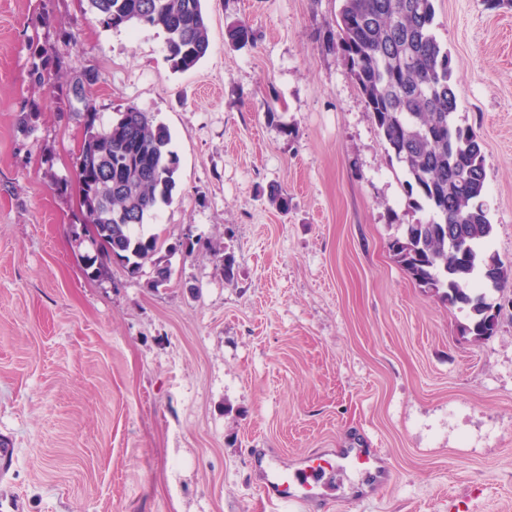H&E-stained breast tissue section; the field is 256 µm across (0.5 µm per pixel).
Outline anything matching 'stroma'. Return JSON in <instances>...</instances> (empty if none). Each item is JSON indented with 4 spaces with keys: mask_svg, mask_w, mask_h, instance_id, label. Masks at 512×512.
<instances>
[{
    "mask_svg": "<svg viewBox=\"0 0 512 512\" xmlns=\"http://www.w3.org/2000/svg\"><path fill=\"white\" fill-rule=\"evenodd\" d=\"M457 112L483 144L486 251L512 269V8L434 0ZM209 52L173 71L162 29H108L88 0H0V499L19 512H287L255 485L294 461L379 449L389 474L328 512H512V281L495 335L419 287L390 242L407 205L329 46L339 0H203ZM247 26L236 49L227 32ZM56 55L47 85L36 51ZM172 135L149 220L170 277H90L75 166L84 102ZM36 115L27 130L18 117ZM278 188L289 201L268 199ZM233 256L237 275L224 278Z\"/></svg>",
    "mask_w": 512,
    "mask_h": 512,
    "instance_id": "stroma-1",
    "label": "stroma"
}]
</instances>
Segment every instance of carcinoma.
Masks as SVG:
<instances>
[{
    "instance_id": "carcinoma-1",
    "label": "carcinoma",
    "mask_w": 512,
    "mask_h": 512,
    "mask_svg": "<svg viewBox=\"0 0 512 512\" xmlns=\"http://www.w3.org/2000/svg\"><path fill=\"white\" fill-rule=\"evenodd\" d=\"M99 23L112 29L150 26L166 34L175 71L195 67L208 53L202 0H88ZM434 0H340L332 45L353 76L390 159L404 170L409 206L430 218L405 226L389 250L421 288L467 312L464 331L492 335L487 290H504L512 277L486 266L484 246L493 224L484 203L483 147L453 121L457 98L448 50L434 34ZM250 30L236 26L228 42L244 47ZM76 174L81 207L97 254L93 275L112 259L137 275L152 263L153 284L169 269L156 254L163 242L146 234L152 213L172 200L178 168L169 129L129 105L105 122L86 105Z\"/></svg>"
}]
</instances>
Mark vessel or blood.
Listing matches in <instances>:
<instances>
[{"mask_svg": "<svg viewBox=\"0 0 512 512\" xmlns=\"http://www.w3.org/2000/svg\"><path fill=\"white\" fill-rule=\"evenodd\" d=\"M339 467L371 475L380 482L388 478L372 450L348 448L335 460L307 457L293 469L283 465L278 457L265 458L260 465L258 486L268 503L289 507L307 505L319 500L320 486L330 481Z\"/></svg>", "mask_w": 512, "mask_h": 512, "instance_id": "b4317fda", "label": "vessel or blood"}]
</instances>
